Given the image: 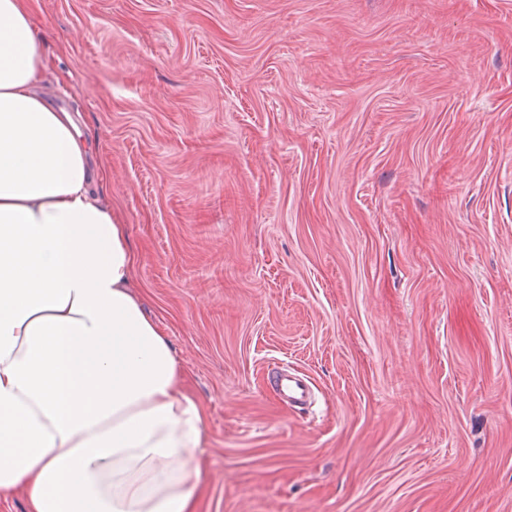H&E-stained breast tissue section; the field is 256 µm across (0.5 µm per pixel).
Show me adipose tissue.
Returning <instances> with one entry per match:
<instances>
[{"mask_svg": "<svg viewBox=\"0 0 512 512\" xmlns=\"http://www.w3.org/2000/svg\"><path fill=\"white\" fill-rule=\"evenodd\" d=\"M31 0H0V497L28 512H196L204 412L91 197Z\"/></svg>", "mask_w": 512, "mask_h": 512, "instance_id": "adipose-tissue-1", "label": "adipose tissue"}]
</instances>
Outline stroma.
Segmentation results:
<instances>
[{
	"label": "stroma",
	"mask_w": 512,
	"mask_h": 512,
	"mask_svg": "<svg viewBox=\"0 0 512 512\" xmlns=\"http://www.w3.org/2000/svg\"><path fill=\"white\" fill-rule=\"evenodd\" d=\"M37 3L199 512H512V0ZM276 387L284 402L304 405L310 393V387L303 379L294 377L291 373H286L284 368H275L274 370Z\"/></svg>",
	"instance_id": "obj_1"
}]
</instances>
